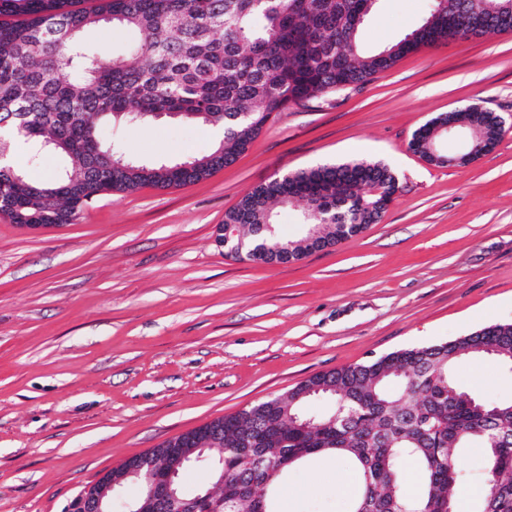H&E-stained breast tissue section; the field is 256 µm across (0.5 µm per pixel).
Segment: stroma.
I'll return each mask as SVG.
<instances>
[{"instance_id":"1","label":"stroma","mask_w":512,"mask_h":512,"mask_svg":"<svg viewBox=\"0 0 512 512\" xmlns=\"http://www.w3.org/2000/svg\"><path fill=\"white\" fill-rule=\"evenodd\" d=\"M433 0H378L367 50L403 39ZM505 116L489 153L448 165L409 148L437 115ZM134 160L214 147L177 118L120 130ZM379 161L400 190L359 236L288 263L227 257L224 214L254 185L323 164ZM512 323V31L420 48L371 81L278 113L206 180L99 195L75 223L0 214V512H67L130 457L289 389L395 350ZM457 384L512 402V370L476 355ZM361 475L317 456L275 512H350Z\"/></svg>"}]
</instances>
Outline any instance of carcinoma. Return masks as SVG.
<instances>
[{
  "label": "carcinoma",
  "instance_id": "1",
  "mask_svg": "<svg viewBox=\"0 0 512 512\" xmlns=\"http://www.w3.org/2000/svg\"><path fill=\"white\" fill-rule=\"evenodd\" d=\"M378 0H103L74 9L73 0H0V155L25 144L32 158L66 163L34 182L0 165V211L15 224H72L81 203L100 192L196 183L245 153L273 114L362 86L423 46L446 41L479 18L485 31H512V0L438 3L402 40L369 52L360 29ZM138 34L121 54L90 51L85 39L103 24ZM162 116L224 127L210 153L179 162L126 157L118 123ZM445 124L479 133L473 158L495 147L503 128L477 105L432 118L411 149L429 154ZM399 191L381 163L324 165L289 172L250 188L224 214L247 228L240 260L266 262L259 230L274 223L272 206L300 199L303 233L274 235L268 245L294 260L357 236L378 223ZM481 354L512 368V324H491L428 346L400 349L366 363L312 376L288 396H272L217 418L185 436L190 448L222 435L210 463L214 494L184 496L195 512H260L289 466L333 454L364 480L351 512H448L462 478L461 448L482 450L488 492L481 512H512V403H496L455 383L454 365ZM313 397L333 403L311 415ZM412 461L423 490H406Z\"/></svg>",
  "mask_w": 512,
  "mask_h": 512
}]
</instances>
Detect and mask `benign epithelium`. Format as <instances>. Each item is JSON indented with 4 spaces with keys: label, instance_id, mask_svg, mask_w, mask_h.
<instances>
[{
    "label": "benign epithelium",
    "instance_id": "7a95c632",
    "mask_svg": "<svg viewBox=\"0 0 512 512\" xmlns=\"http://www.w3.org/2000/svg\"><path fill=\"white\" fill-rule=\"evenodd\" d=\"M221 246L227 252L242 251L244 242L236 239L233 225L220 226ZM168 447L163 449L166 456L164 467H158V456L149 452L132 462H125L112 470V474L102 477L96 484L84 490L72 508V512H112V497L116 487L129 479L136 480L144 471L154 476V482L147 495L139 500L135 512H159L164 500L178 498V479L182 469L193 461L191 452L183 446V440L172 437L166 440Z\"/></svg>",
    "mask_w": 512,
    "mask_h": 512
}]
</instances>
